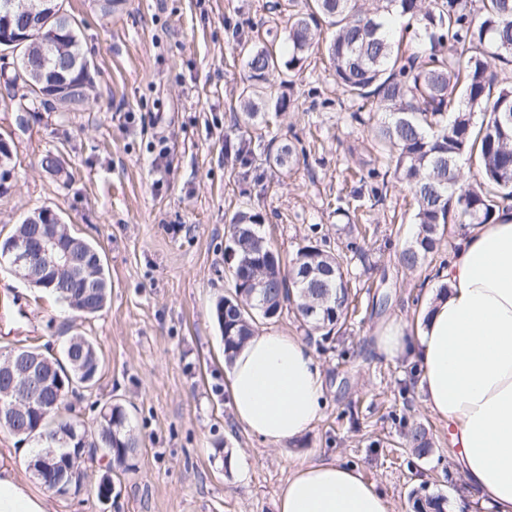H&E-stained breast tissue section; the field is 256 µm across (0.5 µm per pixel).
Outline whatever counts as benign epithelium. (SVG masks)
<instances>
[{"mask_svg": "<svg viewBox=\"0 0 512 512\" xmlns=\"http://www.w3.org/2000/svg\"><path fill=\"white\" fill-rule=\"evenodd\" d=\"M66 15L63 0H40V5L23 13L27 25L22 29L13 26L12 15L0 20V67L3 72L11 69H23L30 76L26 81V91H40V86L48 84L55 89V99L70 98L72 86L66 78V73L83 68L90 71L87 60H81L71 51L70 42L65 29L60 27L45 38L32 35V31L44 29L47 23ZM55 55V68L47 70L34 67L32 63L47 54ZM26 224L42 225L40 235L33 244H28L18 238L7 245L6 250L15 254L12 270L26 283L32 285L36 279V271L41 267L53 271L65 278L78 276L85 281V287H94V281L88 277L92 261L84 255L83 249L75 244H66L56 231L64 221L58 213L50 208H40L27 215ZM49 359L41 356L34 360H20L3 370L10 378V388L7 390L10 401L0 400V426L9 427L21 419H36L47 415L45 404L35 400L31 392L35 389L50 388L55 399H60L65 390L61 377L46 374L45 363ZM58 465V453L55 448H43L30 461L29 467L41 483L50 491H57L59 483L55 475Z\"/></svg>", "mask_w": 512, "mask_h": 512, "instance_id": "obj_1", "label": "benign epithelium"}]
</instances>
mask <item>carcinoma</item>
I'll use <instances>...</instances> for the list:
<instances>
[{
	"label": "carcinoma",
	"mask_w": 512,
	"mask_h": 512,
	"mask_svg": "<svg viewBox=\"0 0 512 512\" xmlns=\"http://www.w3.org/2000/svg\"><path fill=\"white\" fill-rule=\"evenodd\" d=\"M383 12L404 18V30H413L429 48L402 51V42L382 31ZM289 21L288 61L265 46L247 49L248 85L238 97L239 109L246 119L255 118L270 77L302 67L319 43L321 25L334 28L326 52L336 83L355 107L356 121L366 122V113L382 115L374 130L377 146L395 163L396 178L415 201L414 233L399 255L405 269L417 271L432 262L448 225L492 223L500 211L512 208V86L492 94L500 78L488 61L512 63V0H304ZM461 159L476 163L478 179L461 181L456 171ZM264 239L258 214L241 212L228 225L224 252L234 290L214 307L216 316L224 311L219 328L227 361L255 334L258 319H275L288 305L326 338L350 314L346 254L310 242L285 263L268 242L257 251ZM256 269L270 279L265 301L249 285ZM102 281L105 287L94 295L77 281L52 275L40 288L69 307L84 294L85 314L94 315L112 288L107 277ZM51 361L54 372L69 381L66 392L72 395L97 382L100 356L86 336L69 337L61 357ZM71 411L62 399L39 428L12 430L39 448H57L65 493L81 490L86 463L99 454L112 457L118 469H131L140 440L122 405L104 407L92 431L68 417ZM403 438L419 458L433 451L432 434L423 424L404 427ZM410 499L413 512H446L447 500L424 485L412 490Z\"/></svg>",
	"instance_id": "carcinoma-1"
}]
</instances>
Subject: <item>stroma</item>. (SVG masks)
Masks as SVG:
<instances>
[{
    "label": "stroma",
    "mask_w": 512,
    "mask_h": 512,
    "mask_svg": "<svg viewBox=\"0 0 512 512\" xmlns=\"http://www.w3.org/2000/svg\"><path fill=\"white\" fill-rule=\"evenodd\" d=\"M287 3L124 0L105 16L94 0H66L94 66L83 107L22 114L24 87H0V138L11 144L14 166L0 189V238L32 211L51 208L74 234L101 244L112 283L105 308L84 317L0 269V354L35 346L49 355L66 336H88L101 368L94 387L72 396L76 416L92 427L103 407L121 404L141 441L104 503L93 490L100 464L89 465L80 492L57 494L29 471L31 442L0 428V469L45 498L48 512H276V492L298 464L332 459L357 467L394 512H411L409 494L422 484L447 497L448 512H484L450 461L448 431L423 407L410 364L372 346L380 324L416 330L451 241L426 269L401 266L414 229L411 195L389 175L371 125L353 119L320 48L291 73L287 109L266 104L249 122L239 111L244 47L289 54ZM242 141L251 152L241 159ZM284 144L294 147V161L279 167L268 148ZM49 150L66 162L61 178L40 166ZM373 168L388 174L376 206L373 180L350 177ZM341 201L353 218L337 213ZM241 211L261 215L288 259L310 242L332 252L354 240L360 246L348 255L356 313L345 329L325 338L288 311L261 325L301 337L325 379L319 419L275 450L234 418L212 314L233 286L225 232ZM356 224L371 226L365 240H356ZM407 421L430 428L428 457L404 447Z\"/></svg>",
    "instance_id": "obj_1"
}]
</instances>
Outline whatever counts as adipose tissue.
Segmentation results:
<instances>
[{
	"mask_svg": "<svg viewBox=\"0 0 512 512\" xmlns=\"http://www.w3.org/2000/svg\"><path fill=\"white\" fill-rule=\"evenodd\" d=\"M448 293L423 310L415 333L390 322L378 355L407 356L430 415L449 430L451 458L486 512H512V212L456 235L439 274ZM238 424L279 445L319 418L324 380L306 343L265 332L235 352L228 372ZM278 512H391L386 497L353 467L301 464L277 493ZM0 512H45L42 498L0 471Z\"/></svg>",
	"mask_w": 512,
	"mask_h": 512,
	"instance_id": "ef3b65f1",
	"label": "adipose tissue"
}]
</instances>
